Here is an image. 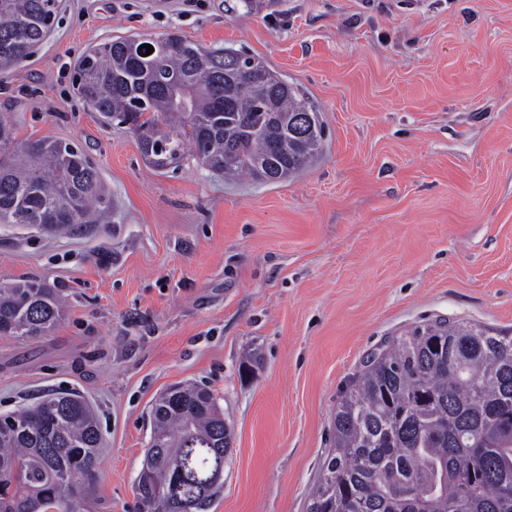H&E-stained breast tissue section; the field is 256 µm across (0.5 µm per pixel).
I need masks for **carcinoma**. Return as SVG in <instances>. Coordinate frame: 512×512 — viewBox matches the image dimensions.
I'll list each match as a JSON object with an SVG mask.
<instances>
[{
	"mask_svg": "<svg viewBox=\"0 0 512 512\" xmlns=\"http://www.w3.org/2000/svg\"><path fill=\"white\" fill-rule=\"evenodd\" d=\"M57 0H0V70L52 33ZM155 47L151 56L132 42ZM77 94L116 120L157 170L187 157L226 178H294L320 155L319 110L262 61L169 33L87 51ZM105 202L96 165L77 146L18 140L0 115V224L52 233L91 224ZM60 294L37 280L0 285V328L48 334ZM156 447L138 474L141 512H208L231 428L213 394L180 384L150 409ZM333 448L306 512H512V334L435 320L371 353L338 403ZM101 428L79 395L57 392L0 416V512H86Z\"/></svg>",
	"mask_w": 512,
	"mask_h": 512,
	"instance_id": "cac0c4a2",
	"label": "carcinoma"
}]
</instances>
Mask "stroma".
Masks as SVG:
<instances>
[{"label": "stroma", "mask_w": 512, "mask_h": 512, "mask_svg": "<svg viewBox=\"0 0 512 512\" xmlns=\"http://www.w3.org/2000/svg\"><path fill=\"white\" fill-rule=\"evenodd\" d=\"M170 33L298 85L323 156L272 185L149 166L75 68ZM1 112L20 138L81 147L107 194L67 237L0 227V282L67 300L48 335H0V416L55 391L89 402L90 512H139L151 405L185 382L233 432L209 512H306L369 352L440 316L512 330V0H59L47 42L0 71Z\"/></svg>", "instance_id": "35a3bbf8"}]
</instances>
